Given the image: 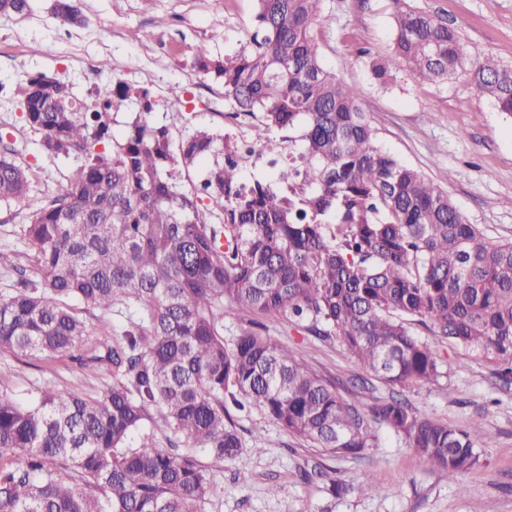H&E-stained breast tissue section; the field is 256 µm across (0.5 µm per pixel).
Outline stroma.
I'll use <instances>...</instances> for the list:
<instances>
[{
  "label": "stroma",
  "mask_w": 512,
  "mask_h": 512,
  "mask_svg": "<svg viewBox=\"0 0 512 512\" xmlns=\"http://www.w3.org/2000/svg\"><path fill=\"white\" fill-rule=\"evenodd\" d=\"M448 22L468 62L492 57L512 63V0H415ZM83 24L61 22L51 0H30L22 16L0 14V153L10 152L29 174L26 198L0 201V291L33 278L23 227L29 201L66 190L84 154L50 155L42 134L23 120L28 77L43 74L69 85L93 107L98 85L116 78L149 88L154 122L174 139L195 129L223 128L233 105L220 83L193 66L197 45L217 57L235 56L256 26V0H79ZM390 0H325L315 28L322 62L362 91L361 109L378 144L431 178L451 173L448 195L487 238L512 240V117L480 92L468 71L445 84L419 82L392 54ZM111 58L114 71H100ZM387 62L392 78L378 83L371 61ZM181 86L182 98L170 96ZM265 333L335 380L342 395L364 410L387 398L390 386L366 381L363 367L334 339L305 334L275 318ZM438 381L402 389L414 412L449 425L482 426L494 437L480 449L461 482L432 468L408 443L372 423L373 443L361 456L332 459L285 433L259 412L234 413L243 442L232 461L209 466L214 494L206 512H512V384L477 356L441 343ZM111 377L81 370L65 358L18 359L0 354V386L24 399L38 389L102 395ZM340 470L350 484L335 496L324 478ZM374 476L377 493L359 489Z\"/></svg>",
  "instance_id": "35a3bbf8"
}]
</instances>
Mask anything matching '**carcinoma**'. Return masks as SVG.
Masks as SVG:
<instances>
[{
  "label": "carcinoma",
  "mask_w": 512,
  "mask_h": 512,
  "mask_svg": "<svg viewBox=\"0 0 512 512\" xmlns=\"http://www.w3.org/2000/svg\"><path fill=\"white\" fill-rule=\"evenodd\" d=\"M393 3V50L416 80L441 84L465 65L459 33ZM324 0H258L257 26L235 57L201 44L195 67L223 84L238 112L268 129L303 126L298 167L278 182L240 183L224 160V133L197 129L173 145L171 130L144 116L150 92L104 82L83 112L67 84L27 81L24 121L49 154L83 152L66 194L31 206L23 231L36 279L0 293V353L68 357L112 372L100 397L40 390L28 403L0 388V512H204L212 481L197 453L234 460L243 443L229 408L255 407L329 457L371 446L373 419L407 439L434 468L459 479L493 437L451 427L391 395L372 418L288 347L258 330L279 318L338 340L392 387L441 375L436 344L475 354L512 383V241L466 222L441 185L376 142L359 88L322 64L314 27ZM29 0H0L21 16ZM62 22L81 24L75 0H53ZM477 87L512 115V66L487 59ZM140 112L117 140L104 121L117 103ZM102 142L104 150L94 146ZM210 160L200 188L185 192L178 167ZM27 169L0 155V200L21 199ZM223 216V225L211 222ZM137 317L120 334L92 329L70 301ZM254 316L224 340V309ZM183 443L146 438L143 421Z\"/></svg>",
  "instance_id": "obj_1"
}]
</instances>
